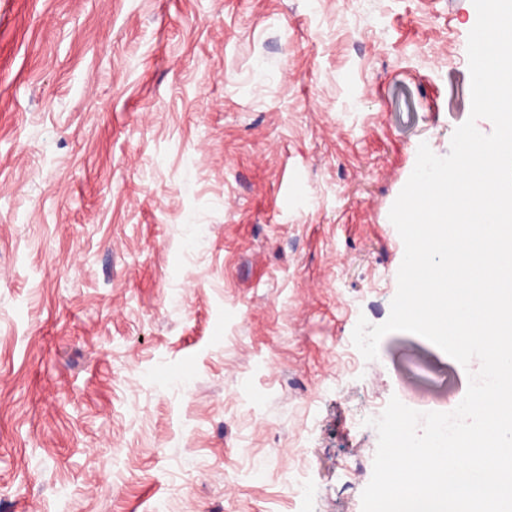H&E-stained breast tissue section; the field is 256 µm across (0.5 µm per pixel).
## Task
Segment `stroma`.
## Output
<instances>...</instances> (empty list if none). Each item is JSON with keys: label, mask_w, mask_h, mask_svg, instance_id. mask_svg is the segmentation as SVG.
<instances>
[{"label": "stroma", "mask_w": 512, "mask_h": 512, "mask_svg": "<svg viewBox=\"0 0 512 512\" xmlns=\"http://www.w3.org/2000/svg\"><path fill=\"white\" fill-rule=\"evenodd\" d=\"M472 0H0V512H362L389 211L471 111Z\"/></svg>", "instance_id": "35a3bbf8"}]
</instances>
